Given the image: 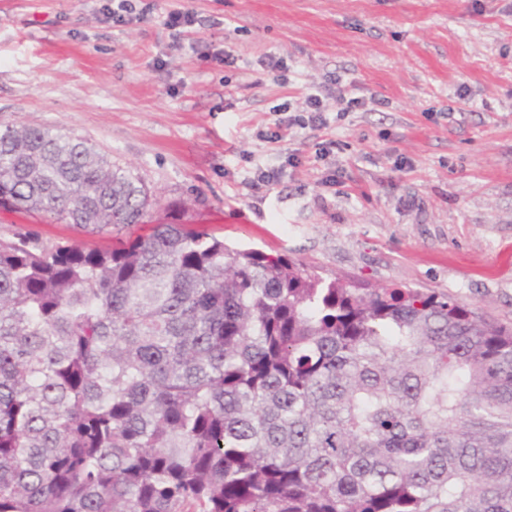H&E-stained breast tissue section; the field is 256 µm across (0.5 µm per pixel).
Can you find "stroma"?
<instances>
[{"label":"stroma","instance_id":"35a3bbf8","mask_svg":"<svg viewBox=\"0 0 512 512\" xmlns=\"http://www.w3.org/2000/svg\"><path fill=\"white\" fill-rule=\"evenodd\" d=\"M115 26L101 0H0V127L47 126L144 178L152 222L202 224L325 281L436 291L512 326V0H189ZM232 47L227 67L214 52ZM284 55L293 87L261 77ZM375 96L331 117L336 145L260 136L304 84ZM275 183L254 184L256 168ZM336 183H323L328 175ZM0 227L103 245L51 215ZM199 18L195 9L186 5H179V7L169 9L166 12L164 24L170 29H178L177 34L179 35L183 33L180 29L193 28L195 26L201 28L202 20Z\"/></svg>","mask_w":512,"mask_h":512}]
</instances>
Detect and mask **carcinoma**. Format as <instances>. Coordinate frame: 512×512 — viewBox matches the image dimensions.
Here are the masks:
<instances>
[{"label": "carcinoma", "mask_w": 512, "mask_h": 512, "mask_svg": "<svg viewBox=\"0 0 512 512\" xmlns=\"http://www.w3.org/2000/svg\"><path fill=\"white\" fill-rule=\"evenodd\" d=\"M86 139L0 129V512H512V328L150 224ZM0 226L4 230L7 229L9 231H29L38 233L44 238H71L90 246H101L107 243L106 239L100 238L99 236L90 235L81 230L70 228L65 224L57 223L50 214L45 213L18 216L12 213L0 212Z\"/></svg>", "instance_id": "1"}]
</instances>
